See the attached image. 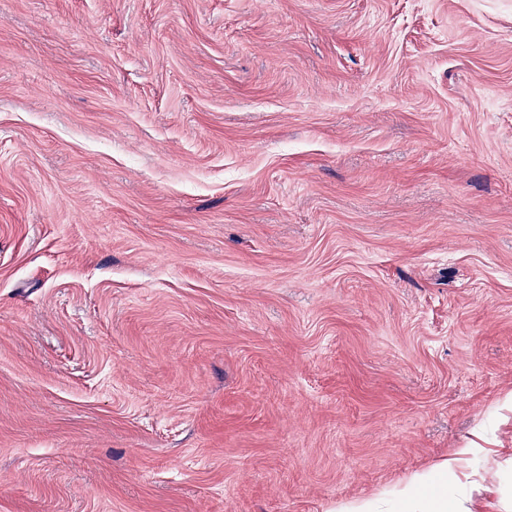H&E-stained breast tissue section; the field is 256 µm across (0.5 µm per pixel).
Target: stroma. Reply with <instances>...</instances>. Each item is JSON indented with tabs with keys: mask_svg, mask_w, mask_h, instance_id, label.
<instances>
[{
	"mask_svg": "<svg viewBox=\"0 0 512 512\" xmlns=\"http://www.w3.org/2000/svg\"><path fill=\"white\" fill-rule=\"evenodd\" d=\"M461 448L512 512V0H0V512Z\"/></svg>",
	"mask_w": 512,
	"mask_h": 512,
	"instance_id": "1",
	"label": "stroma"
}]
</instances>
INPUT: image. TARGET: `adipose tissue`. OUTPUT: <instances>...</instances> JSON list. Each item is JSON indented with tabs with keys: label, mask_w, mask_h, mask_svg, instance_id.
I'll return each mask as SVG.
<instances>
[{
	"label": "adipose tissue",
	"mask_w": 512,
	"mask_h": 512,
	"mask_svg": "<svg viewBox=\"0 0 512 512\" xmlns=\"http://www.w3.org/2000/svg\"><path fill=\"white\" fill-rule=\"evenodd\" d=\"M454 463V457H446L411 474L395 496L393 512H465L463 499L444 494Z\"/></svg>",
	"instance_id": "adipose-tissue-1"
}]
</instances>
